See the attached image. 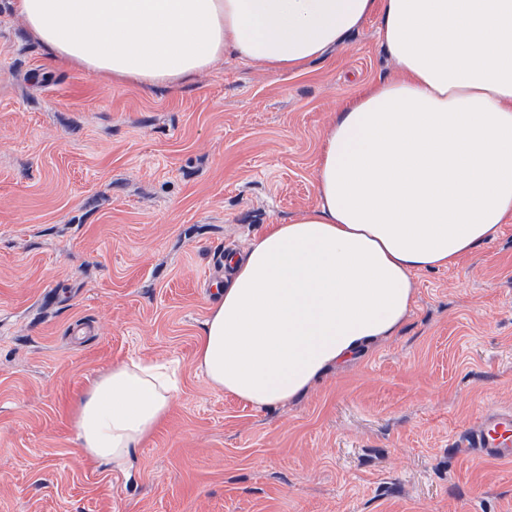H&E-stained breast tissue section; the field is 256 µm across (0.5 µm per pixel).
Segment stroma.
Instances as JSON below:
<instances>
[{
	"label": "stroma",
	"instance_id": "obj_1",
	"mask_svg": "<svg viewBox=\"0 0 512 512\" xmlns=\"http://www.w3.org/2000/svg\"><path fill=\"white\" fill-rule=\"evenodd\" d=\"M390 71L370 22L300 73L225 58L148 89L54 62L0 0V512H512V463L454 447L512 406V221L295 400L257 411L196 367L216 254L316 203L330 118ZM172 358L130 461L83 453L91 382Z\"/></svg>",
	"mask_w": 512,
	"mask_h": 512
}]
</instances>
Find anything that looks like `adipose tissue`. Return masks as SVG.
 Instances as JSON below:
<instances>
[{"label": "adipose tissue", "instance_id": "ef3b65f1", "mask_svg": "<svg viewBox=\"0 0 512 512\" xmlns=\"http://www.w3.org/2000/svg\"><path fill=\"white\" fill-rule=\"evenodd\" d=\"M50 55L179 87L231 57L299 72L370 20L393 66L331 122L317 204L269 225L202 324L209 385L253 409L304 395L396 336L412 275L457 264L512 219V0H15ZM164 364L113 365L81 397L92 459L125 465L167 415Z\"/></svg>", "mask_w": 512, "mask_h": 512}]
</instances>
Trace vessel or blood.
Wrapping results in <instances>:
<instances>
[{
    "label": "vessel or blood",
    "mask_w": 512,
    "mask_h": 512,
    "mask_svg": "<svg viewBox=\"0 0 512 512\" xmlns=\"http://www.w3.org/2000/svg\"><path fill=\"white\" fill-rule=\"evenodd\" d=\"M461 448L481 457L512 461V408H489L466 431Z\"/></svg>",
    "instance_id": "b4317fda"
}]
</instances>
